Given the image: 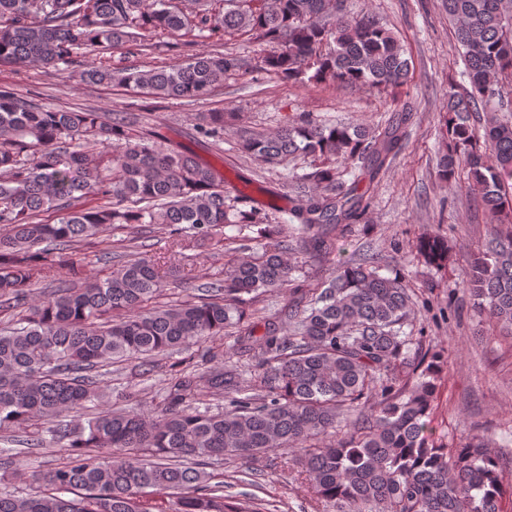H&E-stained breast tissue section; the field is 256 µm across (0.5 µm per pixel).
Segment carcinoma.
<instances>
[{
    "mask_svg": "<svg viewBox=\"0 0 512 512\" xmlns=\"http://www.w3.org/2000/svg\"><path fill=\"white\" fill-rule=\"evenodd\" d=\"M0 0V63L73 68L82 83L137 89L153 98L195 102L240 70H272L295 80L368 85L393 94L394 116L375 128L323 124L306 113L274 134L240 141L248 156L274 164L296 154L320 160L290 175L313 184L285 224L229 199L224 172L138 121L93 109L64 110L29 92L0 87V310L23 312L0 328V431L24 448L58 446L69 461L24 496L0 491V512H150L143 497H173L170 512H259L250 500L224 499V482L205 471L213 458L297 453L318 500L341 512H503V467L484 440L458 448L435 441L430 379L438 355L411 350L403 331L411 297L397 275L372 262L343 264L328 283L304 289L288 259L289 237L327 253L331 229L360 220L371 190L401 150L407 105L398 94L411 68L398 39L367 13L346 17L336 0ZM470 89L448 92L442 135L451 152L439 178L464 162L490 215L491 240L467 262L462 281L474 303L512 333V120L503 81L512 78V0H445ZM237 32L273 49L243 58L202 51L163 66L76 70L86 51L140 55L161 36ZM197 136L218 145L224 113ZM91 143L112 146L100 159ZM350 179L345 180L343 176ZM54 215L52 221L42 214ZM161 224L179 254L209 243L224 254V279L203 294L162 302L159 261L142 254L105 276L86 275L27 304L31 289L62 265L80 267L82 243L119 227ZM236 234L227 236L222 229ZM431 265L448 261L438 235L419 239ZM291 287L288 330L267 323L253 334L247 306ZM232 330L252 352L253 392L238 366L174 371L159 411L108 404L101 370L135 359L142 366ZM417 376L413 386L405 377ZM229 394L222 413L200 410ZM94 408L81 423L66 412ZM49 426L27 432L34 419Z\"/></svg>",
    "mask_w": 512,
    "mask_h": 512,
    "instance_id": "1",
    "label": "carcinoma"
}]
</instances>
